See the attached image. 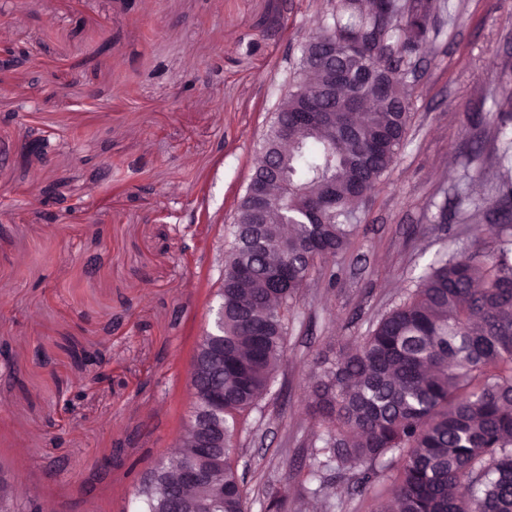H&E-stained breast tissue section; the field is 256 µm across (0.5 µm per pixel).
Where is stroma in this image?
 I'll return each mask as SVG.
<instances>
[{
    "label": "stroma",
    "instance_id": "1",
    "mask_svg": "<svg viewBox=\"0 0 512 512\" xmlns=\"http://www.w3.org/2000/svg\"><path fill=\"white\" fill-rule=\"evenodd\" d=\"M412 94L406 145L357 212L350 247L314 272L288 324V359L249 417L239 471L251 512L280 490L314 421L315 358L364 335L459 239L488 236L504 142L488 117L512 91V0H441ZM326 0H0V42L29 51L0 87V474L57 512H124L133 477L174 446L192 349L208 324L224 228L297 46ZM283 26L263 27L273 11ZM49 136L46 161L23 143ZM477 141L464 158L460 145ZM119 161L103 180L107 160ZM66 180L57 223L40 188ZM100 352L75 363L42 338Z\"/></svg>",
    "mask_w": 512,
    "mask_h": 512
}]
</instances>
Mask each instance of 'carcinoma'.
<instances>
[{
    "mask_svg": "<svg viewBox=\"0 0 512 512\" xmlns=\"http://www.w3.org/2000/svg\"><path fill=\"white\" fill-rule=\"evenodd\" d=\"M369 2L336 0L325 14L323 35L336 37V63L320 59L318 38L302 43L259 150L274 147L294 115L323 95L335 66L353 75L336 86V102L356 97L373 109L353 128L347 113L332 112L328 126L295 129L278 161L288 189L269 185L280 204L259 223L245 192L228 227L214 292L224 326L204 332L191 360L207 368L214 334L224 336V372L204 373L197 387L224 384V415L212 421L224 429L222 474L210 486L176 488L173 462L160 458L149 468L150 494L133 481L135 512H211L218 498L224 512H250L238 473L239 436L287 359L288 313L316 267L350 243L356 207L405 145L408 68L439 34L437 2L388 0L386 19ZM493 214L488 239L436 258L367 335L317 359L308 387L321 431L304 464L309 496L327 501L343 486L365 497L382 486L394 512H512L510 177L497 185ZM286 224L292 234L284 249ZM204 422L200 411L184 416L185 442Z\"/></svg>",
    "mask_w": 512,
    "mask_h": 512,
    "instance_id": "obj_1",
    "label": "carcinoma"
}]
</instances>
